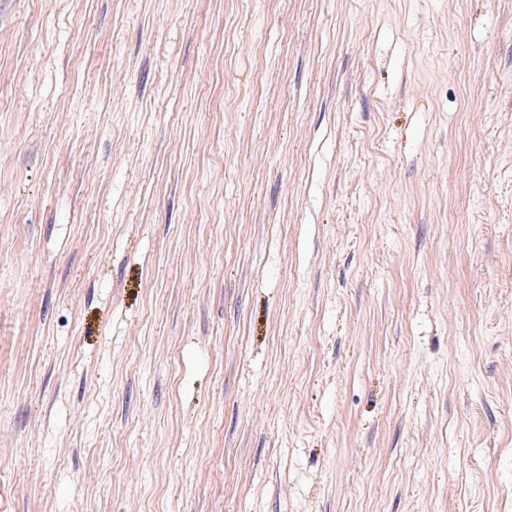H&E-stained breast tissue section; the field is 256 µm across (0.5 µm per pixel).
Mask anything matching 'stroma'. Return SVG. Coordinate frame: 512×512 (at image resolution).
Returning <instances> with one entry per match:
<instances>
[{"label": "stroma", "instance_id": "stroma-1", "mask_svg": "<svg viewBox=\"0 0 512 512\" xmlns=\"http://www.w3.org/2000/svg\"><path fill=\"white\" fill-rule=\"evenodd\" d=\"M0 512H512V0H0Z\"/></svg>", "mask_w": 512, "mask_h": 512}]
</instances>
